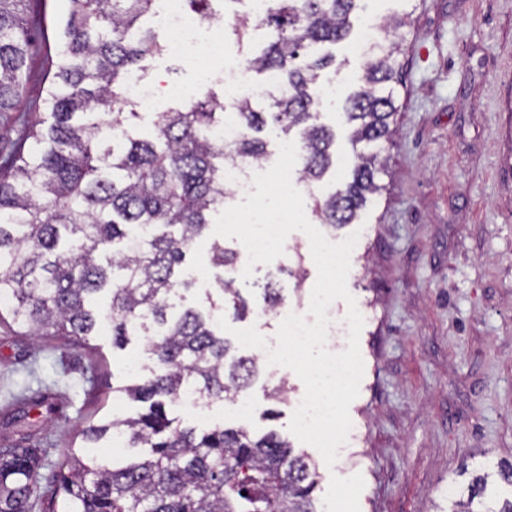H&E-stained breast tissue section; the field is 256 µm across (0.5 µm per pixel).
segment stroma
<instances>
[{"mask_svg": "<svg viewBox=\"0 0 512 512\" xmlns=\"http://www.w3.org/2000/svg\"><path fill=\"white\" fill-rule=\"evenodd\" d=\"M69 9V0L32 4L25 99L45 94ZM396 15L407 23L394 36L399 111L378 175L383 191L369 197L360 225L319 227L336 243L359 236L347 277L364 318V375L349 406L353 437L331 466L295 440L289 399L268 396L282 381L290 396L304 393L285 367L263 368L247 388L251 410L234 397L212 406L214 423L258 436L276 431L311 457L319 512H450L451 493H464L475 472L512 462V0H363L352 40L332 47L335 63L324 73L336 95L319 120L336 133V167L300 185L304 210L340 185L354 159L350 129L337 114L362 74L354 42L370 22ZM207 66L197 53L164 54L147 58L143 74L164 91H197ZM213 238L206 233L194 245L186 262L193 286L176 307L204 308L215 297ZM300 265L303 285L283 277L282 296L307 311L317 267L307 236L295 231L282 256L252 266V278L242 280L249 312L232 327L274 338L277 320L259 314L263 286L278 268ZM88 343L79 349L0 326V441L26 437L46 451L32 512H45L58 465L90 421L134 412L113 385L135 381L152 364L138 336L117 349L104 329Z\"/></svg>", "mask_w": 512, "mask_h": 512, "instance_id": "obj_1", "label": "stroma"}]
</instances>
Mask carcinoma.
<instances>
[{"label": "carcinoma", "instance_id": "carcinoma-1", "mask_svg": "<svg viewBox=\"0 0 512 512\" xmlns=\"http://www.w3.org/2000/svg\"><path fill=\"white\" fill-rule=\"evenodd\" d=\"M31 0H0V125L20 124L23 136L0 151V323L27 336H58L76 346L95 335L92 301L110 297L112 345L145 337L154 368L142 380L112 387L138 404L125 417L102 418L81 432L56 474L64 512H317L311 494L318 472L275 432L214 426L199 431L169 416L167 404L190 389L224 400L258 374L254 357L230 355L232 342L213 310L244 318L248 303L236 280L216 277L221 303L170 315L171 296L187 291L183 266L224 206V164L267 159L264 132L296 141L301 181H320L336 164L335 132L317 122L315 88L333 63L316 48L348 38L360 0H269L261 24L275 39L247 60L258 74L280 73L286 91L272 92L263 112L233 104L242 130L230 142L211 131L224 123V97L204 98L155 113L154 136L135 137L140 117L126 100L128 76L166 43L144 23L157 0H70L61 49L45 95L24 101L32 56ZM396 44L373 47L362 85L343 105L354 155L348 180L315 201L320 223L357 224L383 167L380 146L394 134ZM211 263L226 271L237 253L212 241ZM120 434L132 452L114 456L102 444ZM44 456L34 445L0 444V512H31ZM512 486V462L496 478L473 477L452 512H512V497L491 506L495 484Z\"/></svg>", "mask_w": 512, "mask_h": 512}]
</instances>
